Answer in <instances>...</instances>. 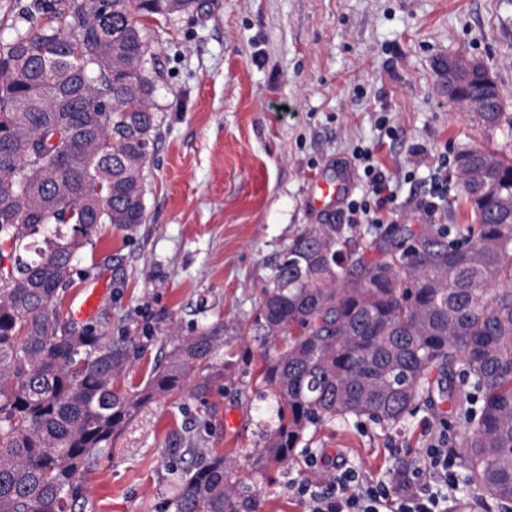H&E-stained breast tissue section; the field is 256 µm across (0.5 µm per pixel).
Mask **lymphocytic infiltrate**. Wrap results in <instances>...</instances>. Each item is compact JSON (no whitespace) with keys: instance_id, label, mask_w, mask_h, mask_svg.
Here are the masks:
<instances>
[{"instance_id":"f902f5d3","label":"lymphocytic infiltrate","mask_w":512,"mask_h":512,"mask_svg":"<svg viewBox=\"0 0 512 512\" xmlns=\"http://www.w3.org/2000/svg\"><path fill=\"white\" fill-rule=\"evenodd\" d=\"M354 157L363 167L370 196L350 201L348 209L366 216L391 203L393 194L386 175L373 164L370 149L358 148ZM458 489L456 461L438 438L411 475L372 480L358 469L339 468L322 482L298 484L297 493L309 512H448Z\"/></svg>"}]
</instances>
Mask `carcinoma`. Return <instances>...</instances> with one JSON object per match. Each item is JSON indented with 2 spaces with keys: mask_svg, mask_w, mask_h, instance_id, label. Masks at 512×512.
<instances>
[{
  "mask_svg": "<svg viewBox=\"0 0 512 512\" xmlns=\"http://www.w3.org/2000/svg\"><path fill=\"white\" fill-rule=\"evenodd\" d=\"M169 0H29L0 43V512H73L77 474L151 400L199 397L224 379V323L173 331L143 387L132 344L64 323L57 300L98 226L145 221L141 171L154 143L149 48L131 10ZM112 29V54L100 50ZM499 91L471 113L486 143L512 131ZM472 223L404 229L367 261L343 224H312L272 265L250 330L273 343L260 385L277 422L255 466L291 460L307 432L367 418L404 425L448 402L463 429L466 483L512 504V151L455 158ZM40 235L28 261L20 250ZM438 371L431 378L432 371ZM172 479L173 512H241L236 462L196 443Z\"/></svg>",
  "mask_w": 512,
  "mask_h": 512,
  "instance_id": "obj_1",
  "label": "carcinoma"
}]
</instances>
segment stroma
Returning <instances> with one entry per match:
<instances>
[{
    "label": "stroma",
    "mask_w": 512,
    "mask_h": 512,
    "mask_svg": "<svg viewBox=\"0 0 512 512\" xmlns=\"http://www.w3.org/2000/svg\"><path fill=\"white\" fill-rule=\"evenodd\" d=\"M210 4L203 17L145 23L158 115L142 169L146 218L131 230L99 225L80 261L92 272L65 293L60 315L69 319L83 288L99 289L88 322L131 338L126 379L135 385L160 362L171 329L217 319L230 366L204 398L149 404L81 472L76 512H171L182 437L235 459V481L257 512H308L294 484L339 466L373 479L410 472L439 432L461 452L462 431L442 404L400 431L366 419L324 425L288 463L256 472L276 408L257 381L264 346L246 328L275 257L308 225L352 226L362 248L402 224L465 223L456 182L436 213L427 210L429 173L480 140L438 69L459 52L482 59L512 113V0ZM365 146L394 192L378 224L354 223L348 211L367 192L353 157ZM336 181L337 199L319 198L318 184Z\"/></svg>",
    "instance_id": "obj_1"
}]
</instances>
